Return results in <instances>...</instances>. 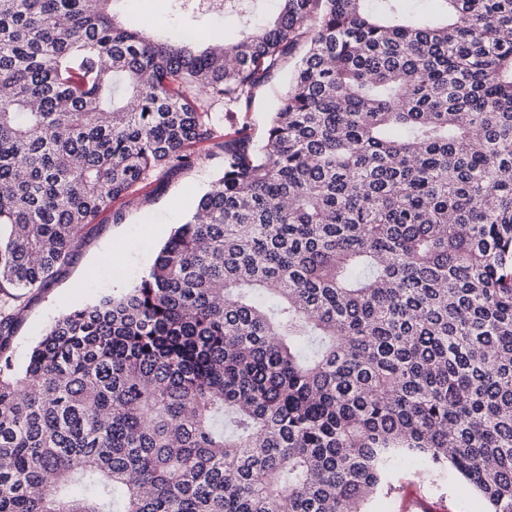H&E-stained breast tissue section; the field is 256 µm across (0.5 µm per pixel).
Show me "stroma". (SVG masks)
Instances as JSON below:
<instances>
[{
  "label": "stroma",
  "instance_id": "1",
  "mask_svg": "<svg viewBox=\"0 0 512 512\" xmlns=\"http://www.w3.org/2000/svg\"><path fill=\"white\" fill-rule=\"evenodd\" d=\"M277 7L276 0H226L222 12L212 13L185 7L181 0H124L121 18L173 44L192 32L220 36L229 44L246 23L273 20ZM290 75V70H283L261 89L249 111L229 112L216 105L215 137L191 147L189 165L158 171L99 214L71 263L47 287L26 294L12 339L16 368H23L32 347L56 319L102 297L120 294L149 268L171 230L222 175L224 139L243 127L253 141L264 137ZM422 467L414 457L403 461L390 475L395 494L375 497L370 512H409L417 500L426 502L428 512H487L485 500L464 480L446 471L429 483L419 476Z\"/></svg>",
  "mask_w": 512,
  "mask_h": 512
}]
</instances>
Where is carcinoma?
Segmentation results:
<instances>
[{"label": "carcinoma", "instance_id": "carcinoma-1", "mask_svg": "<svg viewBox=\"0 0 512 512\" xmlns=\"http://www.w3.org/2000/svg\"><path fill=\"white\" fill-rule=\"evenodd\" d=\"M0 0V512H368L417 457L512 512V0H279L221 49ZM140 279L15 310L97 215L249 111Z\"/></svg>", "mask_w": 512, "mask_h": 512}]
</instances>
